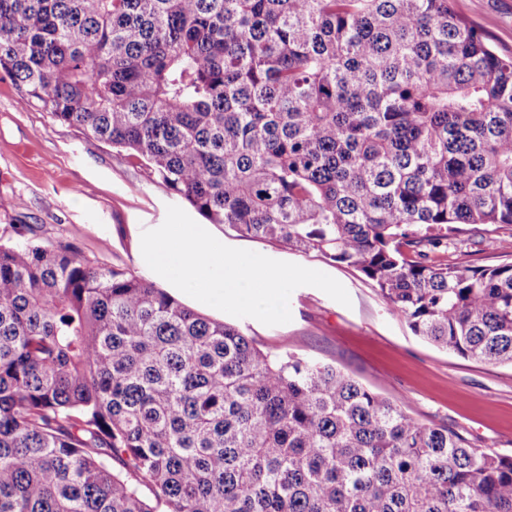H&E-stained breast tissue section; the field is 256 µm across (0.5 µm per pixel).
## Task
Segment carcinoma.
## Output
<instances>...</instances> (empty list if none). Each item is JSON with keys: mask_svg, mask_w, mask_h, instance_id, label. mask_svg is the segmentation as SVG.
Here are the masks:
<instances>
[{"mask_svg": "<svg viewBox=\"0 0 512 512\" xmlns=\"http://www.w3.org/2000/svg\"><path fill=\"white\" fill-rule=\"evenodd\" d=\"M21 99L210 224L360 272L512 365V57L452 0H0ZM0 512H512V457L143 275L0 243ZM512 226H482L479 232H472L452 237L448 240V261L461 266H483L510 262L512 256L502 252L499 241L511 240Z\"/></svg>", "mask_w": 512, "mask_h": 512, "instance_id": "obj_1", "label": "carcinoma"}]
</instances>
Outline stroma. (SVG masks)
Instances as JSON below:
<instances>
[{
    "mask_svg": "<svg viewBox=\"0 0 512 512\" xmlns=\"http://www.w3.org/2000/svg\"><path fill=\"white\" fill-rule=\"evenodd\" d=\"M457 13L475 23L497 53L512 55V0H455ZM126 153L22 104L14 82L0 74V242L18 241L29 225L36 242L70 244L81 257L152 277L138 257L143 230L163 223L166 208L183 206ZM226 245L324 272L347 290L342 305L322 290L301 286L290 295L292 319L267 326L239 322L266 352L290 349L335 365L383 395L402 399L407 413L447 426L477 447L512 456V367L462 358L414 336L378 291L358 272L269 242L236 236L214 224ZM512 226H485L452 237L448 261L462 266L504 262L501 241Z\"/></svg>",
    "mask_w": 512,
    "mask_h": 512,
    "instance_id": "1",
    "label": "stroma"
}]
</instances>
